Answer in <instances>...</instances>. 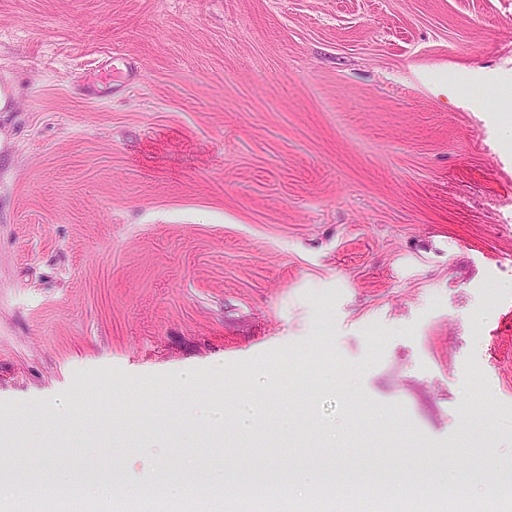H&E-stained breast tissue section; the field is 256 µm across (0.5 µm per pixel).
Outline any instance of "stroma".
<instances>
[{"mask_svg":"<svg viewBox=\"0 0 512 512\" xmlns=\"http://www.w3.org/2000/svg\"><path fill=\"white\" fill-rule=\"evenodd\" d=\"M0 83V430L512 479V0H0ZM188 370L257 436L154 429ZM235 427L238 436L241 439H249L256 430V408L252 399L240 401L234 410Z\"/></svg>","mask_w":512,"mask_h":512,"instance_id":"obj_1","label":"stroma"}]
</instances>
